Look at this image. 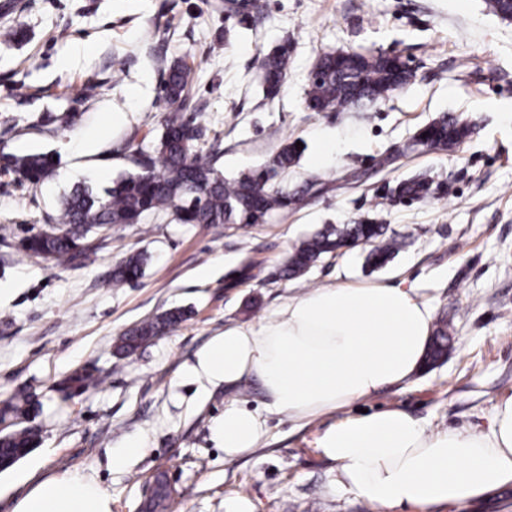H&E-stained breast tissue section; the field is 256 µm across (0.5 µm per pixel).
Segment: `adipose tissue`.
Segmentation results:
<instances>
[{
	"mask_svg": "<svg viewBox=\"0 0 512 512\" xmlns=\"http://www.w3.org/2000/svg\"><path fill=\"white\" fill-rule=\"evenodd\" d=\"M436 306L414 289L334 284L293 296L272 317L211 337L185 365L200 388L257 378L267 408L309 420L405 384L430 343ZM261 415L232 401L211 426L233 458L257 448ZM317 447L337 467L336 485L377 512L481 500L512 484V396L498 401L488 431L428 425L401 408L350 416L327 428ZM13 512H112L94 479L47 478Z\"/></svg>",
	"mask_w": 512,
	"mask_h": 512,
	"instance_id": "ef3b65f1",
	"label": "adipose tissue"
}]
</instances>
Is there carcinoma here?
<instances>
[{
  "mask_svg": "<svg viewBox=\"0 0 512 512\" xmlns=\"http://www.w3.org/2000/svg\"><path fill=\"white\" fill-rule=\"evenodd\" d=\"M290 48L284 42L258 57V75L265 95L275 98L287 76ZM191 69L182 61L172 62L164 71L162 88L170 106L163 130L149 153L137 151V170L120 175L101 191L76 187L62 201V212L49 230L39 231L21 241V249L46 261L84 265L95 255L100 243L93 236L114 224H141L155 212L170 211L181 224H264L270 216L301 203L314 184L297 191L274 184L275 178L295 166L300 150L296 144L283 146L265 164L228 181L218 172L211 153L196 146L197 131L185 118L189 105ZM413 72L397 57L384 52L329 51L318 56L309 76L307 107L314 112H340L347 108L369 109L386 95L409 84ZM470 133L464 123L442 118L420 128L407 148L434 149L461 143ZM54 153L0 154V170L15 175L19 182L37 183L57 167ZM401 199H421L432 193V183L408 179L392 189ZM373 245L367 263L374 269L386 266L403 242L386 236V226L373 222L330 225L301 241L288 255L279 276L299 279L323 257L335 253L351 240ZM144 258L132 254L112 271V283L120 285L139 278ZM184 318L179 309L166 310L143 320L118 338L117 349L133 355L144 343L164 335ZM451 347L448 326L440 324L432 338L427 364L444 359ZM98 378L82 369L60 382L55 391L66 401L93 387ZM29 395L20 390L3 409L15 429L0 436V456L19 462L40 444L30 426L20 425L29 413Z\"/></svg>",
  "mask_w": 512,
  "mask_h": 512,
  "instance_id": "cac0c4a2",
  "label": "carcinoma"
}]
</instances>
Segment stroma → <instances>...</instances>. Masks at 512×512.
Returning a JSON list of instances; mask_svg holds the SVG:
<instances>
[{"label": "stroma", "instance_id": "obj_1", "mask_svg": "<svg viewBox=\"0 0 512 512\" xmlns=\"http://www.w3.org/2000/svg\"><path fill=\"white\" fill-rule=\"evenodd\" d=\"M7 26L25 39L0 42V152L51 151L60 164L36 185L0 172V403L26 391L42 430L40 447L0 473V512L71 472L98 481L112 512H141L160 474L176 491L169 512H224L239 494L254 512H376L337 490L336 465L316 446L330 425L360 409L402 407L436 429L488 428L493 406L512 395V19L486 0H258L247 18L225 13L224 0H0ZM285 40L287 81L269 99L256 60ZM333 49L399 52L414 79L366 111H310V70ZM177 59L194 71L186 117L201 130L198 146L217 150L225 178L298 141L300 159L278 181L293 188L316 178L320 193L264 224H180L168 212L116 225L87 266L27 255L21 239L46 228L65 193L100 190L132 170L128 143L152 149L168 108L162 73ZM443 116L467 124L469 136L445 150L409 149L419 128ZM94 132L95 149L83 152ZM387 154L394 163L374 170ZM416 177L439 191L392 196ZM363 219L404 243L385 268L367 266L362 243L302 278L278 277L302 239ZM134 252L148 257L142 276L113 287V268ZM249 260L253 279L229 287ZM341 282L435 299L452 338L447 358L404 387L307 422L267 411L254 378L205 392L181 382L184 364L225 327ZM174 307L186 311L183 322L116 355L126 330ZM82 368L97 370V386L61 401L55 384ZM232 400L261 410L267 429L260 448L236 458L210 430ZM134 435L147 438L148 452L112 468L113 448Z\"/></svg>", "mask_w": 512, "mask_h": 512}]
</instances>
